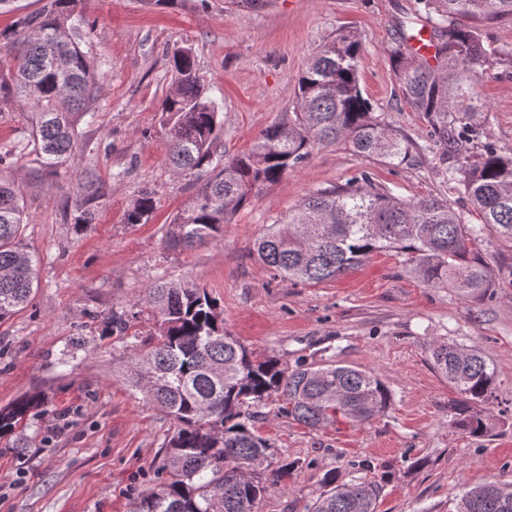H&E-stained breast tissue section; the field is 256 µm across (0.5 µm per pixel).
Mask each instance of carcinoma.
Here are the masks:
<instances>
[{"mask_svg":"<svg viewBox=\"0 0 512 512\" xmlns=\"http://www.w3.org/2000/svg\"><path fill=\"white\" fill-rule=\"evenodd\" d=\"M81 0H46L0 31V45L19 49L11 78L0 83L12 100L31 109L27 135L0 151L7 168L16 153L34 156L46 169L65 163L78 143L81 118L95 119V87L105 61L83 49ZM419 31L429 33L435 63L396 31L388 52L405 102L427 117L430 136L454 159L448 182L470 199L479 223L467 224L438 196L403 200L362 174L317 189L283 224H272L256 243L262 266L277 278L322 283L338 278L374 252L397 251L430 288H456L464 295L489 286V266L472 245L488 230L512 241V148L484 144L469 161L468 146L482 134L478 85L512 46L484 42L481 23L512 19V0H415ZM360 37L341 31L307 63L298 80L296 109L266 127L253 149L224 158L221 112L200 84L192 52L177 48L170 58L175 87L161 112L167 127L172 173L199 184L195 195L168 224L166 242L191 248L222 235L224 224L266 183L280 180L319 146L343 142L358 154L389 164L410 156L407 141L375 115L359 86ZM102 194L84 196L75 224L95 223ZM156 205L142 191L125 222L144 224ZM23 207L14 183L0 176V321L22 310L37 286V261L20 244ZM141 304L155 314L154 337L136 340L126 370L129 387L161 408L174 424L164 443L159 482L136 501L134 512H258L264 497L294 463H273L274 443L256 433L255 408L281 399L277 414L312 429L344 417L361 425L389 405L390 394L373 373L334 360L298 363L292 369L273 356L258 357L224 332L217 301L193 282L159 279ZM435 368L459 392L455 424L474 436L487 430L473 411L493 388L494 371L481 352L451 343L431 349ZM39 394L0 408V438L26 442L24 430ZM310 512H375L380 487L371 482L337 483ZM456 512H512V489L490 482L466 489Z\"/></svg>","mask_w":512,"mask_h":512,"instance_id":"obj_1","label":"carcinoma"}]
</instances>
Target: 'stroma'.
<instances>
[{
    "label": "stroma",
    "instance_id": "35a3bbf8",
    "mask_svg": "<svg viewBox=\"0 0 512 512\" xmlns=\"http://www.w3.org/2000/svg\"><path fill=\"white\" fill-rule=\"evenodd\" d=\"M414 0H86L88 48L109 67L96 91V119L81 146L53 170L21 155L7 169L24 202L22 247L35 255L31 303L0 322V407L39 392L45 403L29 446L0 438V512H132L153 486L162 444L174 430L164 412L126 379L127 337L113 313L137 311L131 329L153 332L139 299L155 279L189 281L217 299L224 329L259 355L288 366L332 359L376 374L387 410L369 423L339 419L311 429L260 407L255 426L294 467L260 512H308L327 473L380 486L377 512H455L463 488L512 486V241L486 232L477 244L492 286L464 296L430 288L404 255L376 252L338 279L315 285L275 279L254 241L285 221L307 195L369 172L398 197L447 198L465 223L469 199L441 176L442 150L423 113L401 97L387 52ZM363 41L359 85L376 114L410 141L411 162L392 165L336 143L316 148L279 181L264 185L222 236L189 250L167 246L173 215L196 190L172 175L160 105L173 78L172 51L191 49L201 83L220 106L224 155L248 152L260 132L292 111L309 59L341 29ZM483 141L512 147V63L485 77ZM104 198L96 223H74L85 171ZM156 209L144 224L124 212L142 188ZM79 347L60 366L71 342ZM478 346L495 389L477 403L488 424L473 436L454 423L455 389L433 365L430 345Z\"/></svg>",
    "mask_w": 512,
    "mask_h": 512
}]
</instances>
